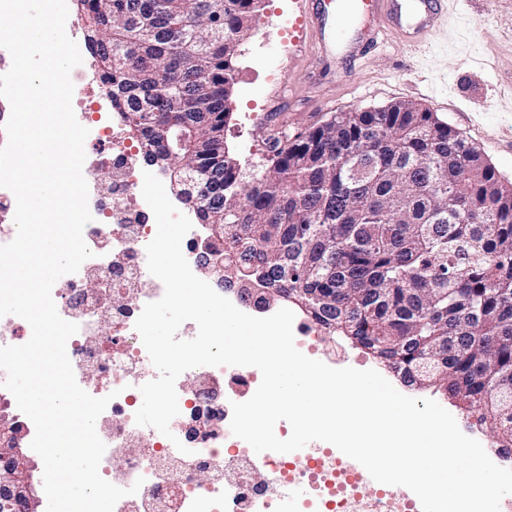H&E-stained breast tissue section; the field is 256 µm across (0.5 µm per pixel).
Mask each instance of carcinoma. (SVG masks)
I'll use <instances>...</instances> for the list:
<instances>
[{
  "instance_id": "obj_1",
  "label": "carcinoma",
  "mask_w": 512,
  "mask_h": 512,
  "mask_svg": "<svg viewBox=\"0 0 512 512\" xmlns=\"http://www.w3.org/2000/svg\"><path fill=\"white\" fill-rule=\"evenodd\" d=\"M144 160L258 281L404 384L443 388L512 448V182L410 100L267 141L249 174L225 127L262 0H75Z\"/></svg>"
}]
</instances>
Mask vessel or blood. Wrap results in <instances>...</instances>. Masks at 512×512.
<instances>
[{
    "label": "vessel or blood",
    "instance_id": "obj_1",
    "mask_svg": "<svg viewBox=\"0 0 512 512\" xmlns=\"http://www.w3.org/2000/svg\"><path fill=\"white\" fill-rule=\"evenodd\" d=\"M443 0H306L298 32L317 33L318 49L351 58L376 43L372 21H384L391 34L414 41L432 27Z\"/></svg>",
    "mask_w": 512,
    "mask_h": 512
}]
</instances>
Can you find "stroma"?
I'll list each match as a JSON object with an SVG mask.
<instances>
[{"label": "stroma", "instance_id": "35a3bbf8", "mask_svg": "<svg viewBox=\"0 0 512 512\" xmlns=\"http://www.w3.org/2000/svg\"><path fill=\"white\" fill-rule=\"evenodd\" d=\"M302 0H264L234 61L232 116L224 140L235 158L266 163L262 127L279 112L295 134L332 113L412 100L461 132L512 181V0H445L433 30L409 48L392 34L350 68L296 49L287 29Z\"/></svg>", "mask_w": 512, "mask_h": 512}]
</instances>
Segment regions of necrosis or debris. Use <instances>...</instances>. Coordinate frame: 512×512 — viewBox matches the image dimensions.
I'll use <instances>...</instances> for the list:
<instances>
[{"mask_svg":"<svg viewBox=\"0 0 512 512\" xmlns=\"http://www.w3.org/2000/svg\"><path fill=\"white\" fill-rule=\"evenodd\" d=\"M71 79L83 88L73 109L89 130L84 167L93 220L83 237L93 256L57 280L52 297L61 317L79 326L66 346L76 380L93 374L88 393L111 398L96 421L106 445L99 472L110 478L113 462H121L118 487L137 489L117 502L116 512H282L285 489L297 484L307 493L294 512H417L415 497L370 486L326 442H311L308 457L300 459L273 451L256 455L234 436L233 403L247 401L260 385L250 366L186 370L185 383L176 386L180 413L170 424L172 437L136 423L140 387L158 376L135 329L144 306L164 294L147 268L156 223L142 196L141 148L99 81L94 57L84 56ZM105 167L113 177L103 185L96 175ZM104 320L112 324L111 335L100 332ZM297 329L295 345L307 357L333 368L360 366L341 343L325 345L314 321L298 319Z\"/></svg>","mask_w":512,"mask_h":512,"instance_id":"obj_1","label":"necrosis or debris"}]
</instances>
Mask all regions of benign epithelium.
<instances>
[{
	"label": "benign epithelium",
	"instance_id": "obj_1",
	"mask_svg": "<svg viewBox=\"0 0 512 512\" xmlns=\"http://www.w3.org/2000/svg\"><path fill=\"white\" fill-rule=\"evenodd\" d=\"M200 269L224 284L221 260L204 257ZM28 427L0 414V512H40L34 487V464L25 452Z\"/></svg>",
	"mask_w": 512,
	"mask_h": 512
}]
</instances>
